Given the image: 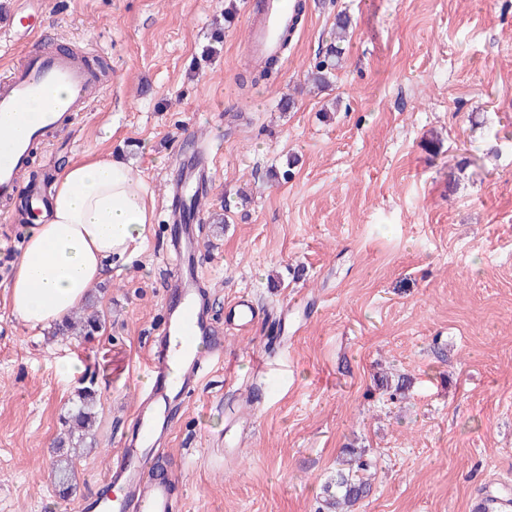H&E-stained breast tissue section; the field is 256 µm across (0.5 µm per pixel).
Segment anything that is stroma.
I'll list each match as a JSON object with an SVG mask.
<instances>
[{
    "label": "stroma",
    "instance_id": "1",
    "mask_svg": "<svg viewBox=\"0 0 512 512\" xmlns=\"http://www.w3.org/2000/svg\"><path fill=\"white\" fill-rule=\"evenodd\" d=\"M249 2L46 0L19 40L0 0V77L66 45L109 66L101 95L37 149L38 183L119 156L155 217L142 253L91 288L104 328L66 339L14 317L25 223L0 221V512H78L102 491L158 333L170 183L193 141L218 152L198 264L224 359L159 456L182 512H316L347 446L374 462L356 512H472L512 490V0H307L276 76L245 87ZM340 12L345 64L329 91H304ZM240 296L258 313L244 331L224 321ZM61 358L82 372L61 376ZM401 378L397 401L381 383ZM84 387L95 444L63 498L55 441ZM231 414L247 422L232 455Z\"/></svg>",
    "mask_w": 512,
    "mask_h": 512
}]
</instances>
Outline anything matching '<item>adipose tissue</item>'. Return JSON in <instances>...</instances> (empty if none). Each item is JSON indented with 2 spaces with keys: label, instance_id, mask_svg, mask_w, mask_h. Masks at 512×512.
Instances as JSON below:
<instances>
[{
  "label": "adipose tissue",
  "instance_id": "1",
  "mask_svg": "<svg viewBox=\"0 0 512 512\" xmlns=\"http://www.w3.org/2000/svg\"><path fill=\"white\" fill-rule=\"evenodd\" d=\"M150 200L145 181L118 158L77 160L59 172L47 217L24 228L7 284L14 316L33 329L64 320L113 258L142 250Z\"/></svg>",
  "mask_w": 512,
  "mask_h": 512
}]
</instances>
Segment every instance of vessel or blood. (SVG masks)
I'll return each mask as SVG.
<instances>
[{"label": "vessel or blood", "mask_w": 512, "mask_h": 512, "mask_svg": "<svg viewBox=\"0 0 512 512\" xmlns=\"http://www.w3.org/2000/svg\"><path fill=\"white\" fill-rule=\"evenodd\" d=\"M298 0H256L247 17L245 57L257 62L278 54L283 34L297 28ZM43 0H19L10 18L11 34H32L33 18ZM63 85L68 96L49 98L51 88ZM97 71L75 54L36 52L19 67L0 78V130L12 126L18 110L38 100L42 106L30 116L21 135L7 138L0 147V199L27 192L31 207H38L36 189H23L20 175L28 168L35 146H50L51 138L99 95ZM216 167L206 149H199L193 163L185 167L173 189L175 195L193 199L205 190ZM199 212L187 208L175 213L180 233L172 238L176 265L168 284L170 299L164 309L159 334L152 345L147 370L150 380L136 411L132 431L123 441L121 455L103 477L109 492L82 502L80 512H181L172 481L158 475L155 464L162 442L170 433L171 405L191 396L205 367L224 356V343L216 338L206 298V285L195 264L199 248ZM255 309L250 300H234L227 311L228 325L250 326Z\"/></svg>", "instance_id": "1"}]
</instances>
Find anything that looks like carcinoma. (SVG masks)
Returning a JSON list of instances; mask_svg holds the SVG:
<instances>
[{
    "label": "carcinoma",
    "instance_id": "carcinoma-1",
    "mask_svg": "<svg viewBox=\"0 0 512 512\" xmlns=\"http://www.w3.org/2000/svg\"><path fill=\"white\" fill-rule=\"evenodd\" d=\"M350 21L345 16L336 21V43L329 44L324 54L319 57L313 67L307 71V81L316 88H324L330 84L333 72L341 65L344 54L340 42L344 41L349 32ZM278 59H269L263 67L250 75L253 85L270 80L276 73ZM104 322V316L92 312L84 317L68 318L58 326L53 335L92 336L97 333ZM75 408L63 417L64 432L58 441L57 456L53 462L55 486L60 494L69 496L76 489L74 480L73 460L84 449L91 446V439L96 406V393L90 388L77 391ZM350 456L348 467L336 471L323 487V503L327 512H353L355 506L363 499L369 485L359 472L368 470L369 463L364 459V452L355 448L345 449Z\"/></svg>",
    "mask_w": 512,
    "mask_h": 512
}]
</instances>
